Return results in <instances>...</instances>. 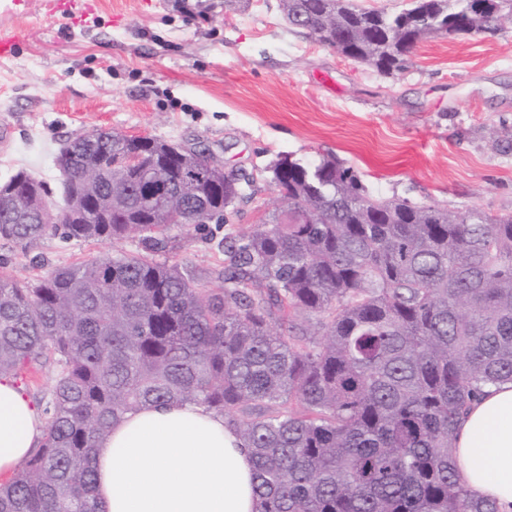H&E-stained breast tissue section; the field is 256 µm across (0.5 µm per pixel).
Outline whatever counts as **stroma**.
Here are the masks:
<instances>
[{"instance_id":"1","label":"stroma","mask_w":512,"mask_h":512,"mask_svg":"<svg viewBox=\"0 0 512 512\" xmlns=\"http://www.w3.org/2000/svg\"><path fill=\"white\" fill-rule=\"evenodd\" d=\"M95 2L72 26L46 0L21 12L0 0V25L28 32L0 63V183L24 168L58 189L56 154L90 130L204 149L256 179L226 223L172 230L166 259L204 269L280 207L264 180L280 154L335 156L380 197L512 213V22L423 40L406 70L383 75L291 30L279 0ZM135 247L49 236L0 243V256L23 283Z\"/></svg>"}]
</instances>
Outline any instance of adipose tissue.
<instances>
[{
	"instance_id": "1",
	"label": "adipose tissue",
	"mask_w": 512,
	"mask_h": 512,
	"mask_svg": "<svg viewBox=\"0 0 512 512\" xmlns=\"http://www.w3.org/2000/svg\"><path fill=\"white\" fill-rule=\"evenodd\" d=\"M45 417L0 377V475L38 448ZM460 482L512 512V383L490 386L457 425ZM101 512H258L252 459L237 432L204 407L147 405L114 424L94 453Z\"/></svg>"
}]
</instances>
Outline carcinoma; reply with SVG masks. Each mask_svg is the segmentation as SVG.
<instances>
[{
	"mask_svg": "<svg viewBox=\"0 0 512 512\" xmlns=\"http://www.w3.org/2000/svg\"><path fill=\"white\" fill-rule=\"evenodd\" d=\"M289 25L384 74L428 37L499 28L495 0H413L398 13L352 0H280ZM131 151L139 167L123 163ZM110 167L84 186L89 162ZM69 219L48 224L46 184H0V241L135 239L20 283L0 273V377L52 366L43 439L0 512H99L97 442L150 403L224 416L255 466L260 512H499L457 480L459 417L512 382V214L382 199L334 156H279L284 204L224 246L222 286L156 255L204 211L247 198L195 151L94 131L58 155ZM197 168L194 178L184 172Z\"/></svg>",
	"mask_w": 512,
	"mask_h": 512,
	"instance_id": "obj_1",
	"label": "carcinoma"
}]
</instances>
